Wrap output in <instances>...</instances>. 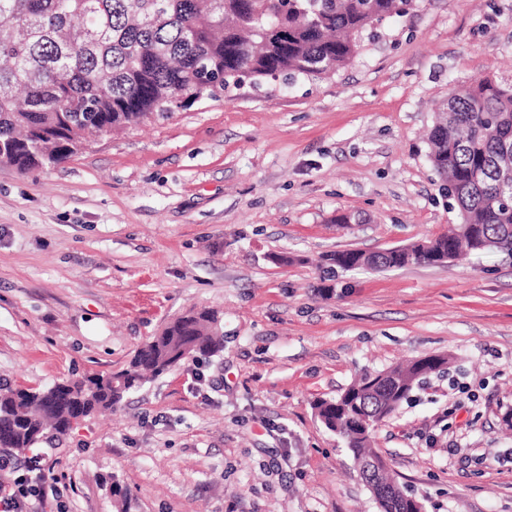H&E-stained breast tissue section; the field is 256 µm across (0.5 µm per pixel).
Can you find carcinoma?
I'll use <instances>...</instances> for the list:
<instances>
[{
  "mask_svg": "<svg viewBox=\"0 0 512 512\" xmlns=\"http://www.w3.org/2000/svg\"><path fill=\"white\" fill-rule=\"evenodd\" d=\"M413 0H0V159L21 174L60 165L114 132L217 99L276 75L324 78L348 65L364 34L405 15ZM428 157L461 223L439 236L448 260L512 253V86L482 80L450 91L428 136ZM344 271L407 266L388 253L339 251ZM221 314L194 308L140 347L129 366L43 388L0 385V448L24 455L77 415L114 408L186 355L224 350ZM445 362L442 355L365 372L314 403L354 463L380 457L374 428ZM117 512L129 490L112 477Z\"/></svg>",
  "mask_w": 512,
  "mask_h": 512,
  "instance_id": "cac0c4a2",
  "label": "carcinoma"
}]
</instances>
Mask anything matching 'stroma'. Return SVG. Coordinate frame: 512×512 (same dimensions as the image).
Returning a JSON list of instances; mask_svg holds the SVG:
<instances>
[{"label":"stroma","mask_w":512,"mask_h":512,"mask_svg":"<svg viewBox=\"0 0 512 512\" xmlns=\"http://www.w3.org/2000/svg\"><path fill=\"white\" fill-rule=\"evenodd\" d=\"M512 85V0H416L333 76L226 93L56 167L0 165V383L125 367L171 318L198 355L42 442L59 512H381L313 403L440 354L375 430L424 512H512V257L336 270L458 223L426 135L451 89ZM341 213L351 223H337ZM326 260L330 266L340 268L344 271L355 270L365 266L376 270H384L402 268L408 264L406 257L403 254L396 253V251L370 254L339 251L330 254Z\"/></svg>","instance_id":"obj_1"}]
</instances>
